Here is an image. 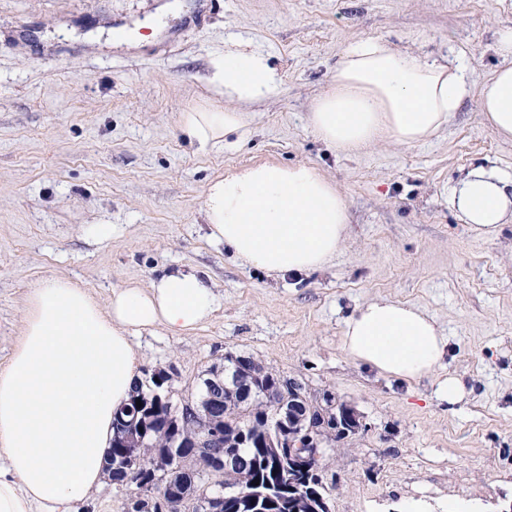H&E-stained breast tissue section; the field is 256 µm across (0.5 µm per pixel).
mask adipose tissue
I'll return each instance as SVG.
<instances>
[{
  "instance_id": "ef3b65f1",
  "label": "adipose tissue",
  "mask_w": 512,
  "mask_h": 512,
  "mask_svg": "<svg viewBox=\"0 0 512 512\" xmlns=\"http://www.w3.org/2000/svg\"><path fill=\"white\" fill-rule=\"evenodd\" d=\"M504 63L484 87L479 110L512 138V31L498 44ZM225 97L242 102L273 95L277 72L266 56L230 49L215 75ZM461 64L402 54L378 41L348 48L309 122L326 144L353 151L388 138L406 146L445 128L467 94ZM246 115L200 110L181 115L200 147H223L244 135ZM452 207L486 235L512 223V178L472 167L450 195ZM202 213L212 241L240 264L280 277L323 268L346 238L342 193L315 167L263 162L212 180ZM211 281L177 269L150 282L113 289L100 304L87 288L46 278L31 288L20 337L0 368V512H71L108 477L115 412L142 381L133 339L164 330L186 336L217 307ZM340 346L354 362L412 383L441 368L449 341L420 308L386 299L358 306Z\"/></svg>"
}]
</instances>
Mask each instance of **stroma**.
I'll return each instance as SVG.
<instances>
[{
    "instance_id": "stroma-1",
    "label": "stroma",
    "mask_w": 512,
    "mask_h": 512,
    "mask_svg": "<svg viewBox=\"0 0 512 512\" xmlns=\"http://www.w3.org/2000/svg\"><path fill=\"white\" fill-rule=\"evenodd\" d=\"M508 29L512 0H0V367L36 280L78 281L104 304L123 284L197 271L216 288L212 319L137 339L143 369L170 372L174 400L225 353L252 355L363 415L348 450L322 461L331 512H498L512 501V224L486 236L449 197L474 162L512 176V140L478 107ZM363 40L464 60L469 92L430 141L345 155L309 126ZM236 41L278 73L270 98L231 101L214 86ZM207 107L246 113L244 137L190 141L180 116ZM258 162L313 165L342 191L347 235L324 268L274 278L207 239V184ZM94 224L111 236L93 237ZM380 298L438 321L442 372L467 386L460 403L437 399L435 377L400 383L341 350L345 319Z\"/></svg>"
}]
</instances>
